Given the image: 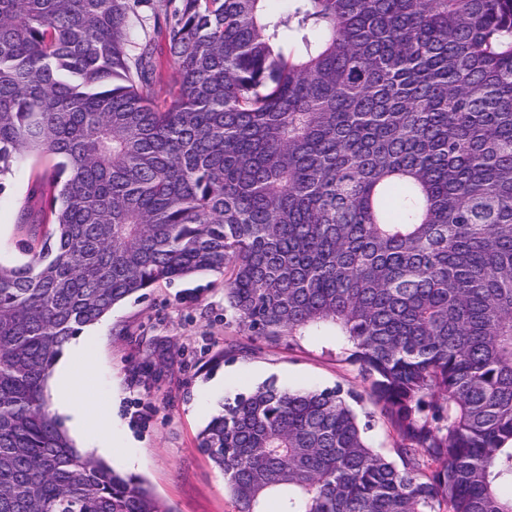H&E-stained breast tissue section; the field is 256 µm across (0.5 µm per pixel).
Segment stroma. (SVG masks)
I'll use <instances>...</instances> for the list:
<instances>
[{"label": "stroma", "instance_id": "1", "mask_svg": "<svg viewBox=\"0 0 512 512\" xmlns=\"http://www.w3.org/2000/svg\"><path fill=\"white\" fill-rule=\"evenodd\" d=\"M34 169L14 163L1 183L0 261L13 262L26 230L16 215ZM95 352L87 389L112 407L115 469L141 477L173 512H232L224 478L197 446L220 402L265 383L361 390L336 337L267 344L245 336L224 310L219 274L164 283L116 306L85 339Z\"/></svg>", "mask_w": 512, "mask_h": 512}]
</instances>
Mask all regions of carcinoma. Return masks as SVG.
<instances>
[{
  "label": "carcinoma",
  "mask_w": 512,
  "mask_h": 512,
  "mask_svg": "<svg viewBox=\"0 0 512 512\" xmlns=\"http://www.w3.org/2000/svg\"><path fill=\"white\" fill-rule=\"evenodd\" d=\"M269 2L0 0V176L44 168L0 262V512H170L46 387L83 328L208 272L249 338L332 326L364 383L222 403L198 448L233 512H512V0ZM360 405L362 411L374 412V418H371L374 419L372 421L373 427L369 433L374 446L379 448L382 452L389 453L396 440L395 434H393L390 428L384 424L378 409L374 407L368 400H364V402ZM361 408L360 406H357L359 411H361Z\"/></svg>",
  "instance_id": "1"
}]
</instances>
